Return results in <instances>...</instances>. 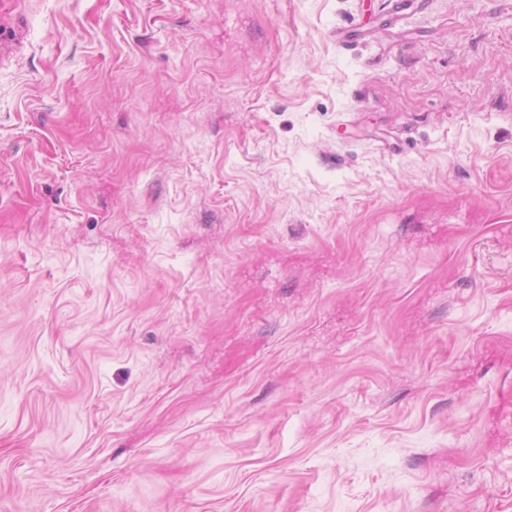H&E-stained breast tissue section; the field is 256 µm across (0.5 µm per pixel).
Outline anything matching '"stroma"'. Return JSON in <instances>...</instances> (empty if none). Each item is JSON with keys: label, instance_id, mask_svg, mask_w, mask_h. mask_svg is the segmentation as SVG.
Masks as SVG:
<instances>
[{"label": "stroma", "instance_id": "stroma-1", "mask_svg": "<svg viewBox=\"0 0 512 512\" xmlns=\"http://www.w3.org/2000/svg\"><path fill=\"white\" fill-rule=\"evenodd\" d=\"M0 512H512V0H0Z\"/></svg>", "mask_w": 512, "mask_h": 512}]
</instances>
